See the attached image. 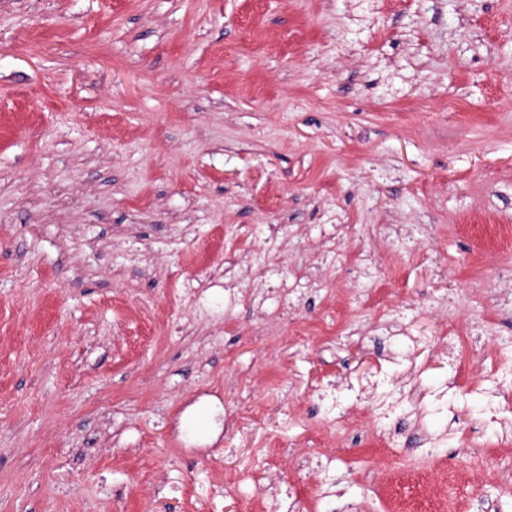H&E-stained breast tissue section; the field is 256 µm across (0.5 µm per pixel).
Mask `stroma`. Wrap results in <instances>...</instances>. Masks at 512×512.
<instances>
[{"instance_id":"obj_1","label":"stroma","mask_w":512,"mask_h":512,"mask_svg":"<svg viewBox=\"0 0 512 512\" xmlns=\"http://www.w3.org/2000/svg\"><path fill=\"white\" fill-rule=\"evenodd\" d=\"M498 224L512 0H0V512H512Z\"/></svg>"}]
</instances>
